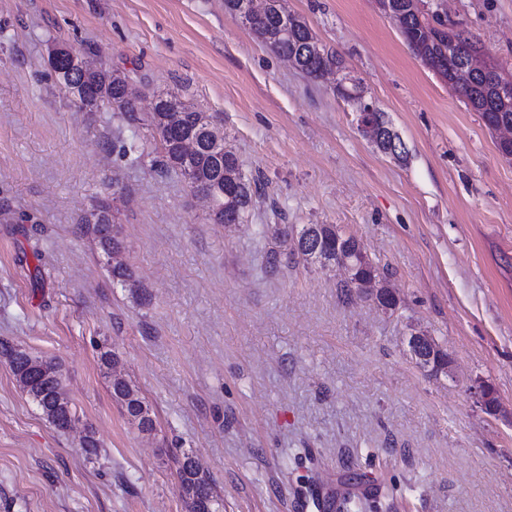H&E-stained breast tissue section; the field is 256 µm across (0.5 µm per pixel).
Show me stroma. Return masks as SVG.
I'll return each instance as SVG.
<instances>
[{
  "label": "stroma",
  "instance_id": "1",
  "mask_svg": "<svg viewBox=\"0 0 512 512\" xmlns=\"http://www.w3.org/2000/svg\"><path fill=\"white\" fill-rule=\"evenodd\" d=\"M285 4L362 79L407 163L224 0H0V342L61 364L100 443L88 460L80 430L49 424L0 357V512H187L184 452L224 512H512V161L376 0ZM446 14L512 71V0H446ZM55 42L129 76L142 112L175 90L210 115L263 185L255 215L211 223L179 179L120 157L132 127L71 103ZM108 198L135 294L83 222ZM279 222L356 237L395 312L344 296L333 269L262 272L257 227ZM413 332L447 374L416 364ZM104 350L155 435L113 400Z\"/></svg>",
  "mask_w": 512,
  "mask_h": 512
}]
</instances>
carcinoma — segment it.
<instances>
[{
	"label": "carcinoma",
	"instance_id": "cac0c4a2",
	"mask_svg": "<svg viewBox=\"0 0 512 512\" xmlns=\"http://www.w3.org/2000/svg\"><path fill=\"white\" fill-rule=\"evenodd\" d=\"M383 13L402 16L408 24L402 33L408 45H416L417 53L438 59L446 68L436 72L444 82L454 81V67L469 56L478 45L464 32L436 20L437 26L421 20L420 0H377ZM249 31L275 54L291 59L296 68L310 80H319V71L344 60L326 50L307 23L288 12L285 0H266L262 17L249 27ZM58 80L65 85L72 103L84 112L120 113L131 126H146L148 135L121 141L122 155L131 162L141 164L150 159L151 167L165 173L189 177L185 186L192 195H205L210 202V219L224 227L241 224L251 217L257 207L256 179L243 172L236 153L224 145V132L215 127L211 117L197 110L176 91L155 95L151 111L141 117L138 89L129 78L117 71L93 65V61L81 52L64 62L52 66ZM465 105L475 112L489 104L493 112H481L484 123L495 127H512V73L499 71L477 73L470 82L455 87ZM92 225L98 243L111 257L119 249L120 227L115 224L112 207L101 200L85 218ZM263 232L271 233L274 246L265 255V267L276 272L283 262L278 256L287 253L290 262L300 259L298 247L305 233L322 240L326 257L336 258V250L357 248L358 240L349 235L342 244L337 239L344 233L334 224H264ZM15 378L23 379L30 386V400L37 405L44 418L59 431H65L68 423L79 419L77 410L68 398H59L56 387L42 379V375L28 369L23 352L3 347ZM100 366L110 378L112 398L119 404L127 418L140 433L151 436L156 431V420L146 425L133 412V405L148 408V404L134 385L117 374L119 359L109 350L100 353ZM190 454L183 453L176 459L178 489L187 512H224V502L214 490L208 476L189 463Z\"/></svg>",
	"mask_w": 512,
	"mask_h": 512
}]
</instances>
